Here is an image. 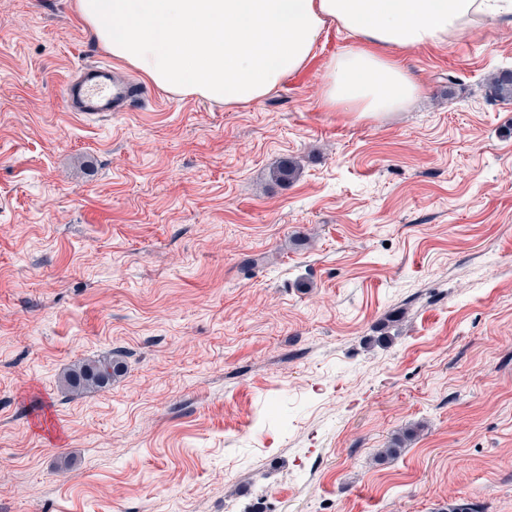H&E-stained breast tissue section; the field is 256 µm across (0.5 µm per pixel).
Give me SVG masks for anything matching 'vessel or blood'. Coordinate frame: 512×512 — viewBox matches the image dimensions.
I'll return each mask as SVG.
<instances>
[{"mask_svg": "<svg viewBox=\"0 0 512 512\" xmlns=\"http://www.w3.org/2000/svg\"><path fill=\"white\" fill-rule=\"evenodd\" d=\"M144 94L142 86L121 78L104 62L81 65L63 86L65 110L84 118L131 111Z\"/></svg>", "mask_w": 512, "mask_h": 512, "instance_id": "1", "label": "vessel or blood"}]
</instances>
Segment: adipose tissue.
<instances>
[{"label":"adipose tissue","mask_w":512,"mask_h":512,"mask_svg":"<svg viewBox=\"0 0 512 512\" xmlns=\"http://www.w3.org/2000/svg\"><path fill=\"white\" fill-rule=\"evenodd\" d=\"M112 56L177 96L261 103L337 28L351 45L324 64L321 107L368 118L421 89L396 54L451 42L512 0H75Z\"/></svg>","instance_id":"adipose-tissue-1"}]
</instances>
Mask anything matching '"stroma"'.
I'll return each mask as SVG.
<instances>
[{"label":"stroma","instance_id":"1","mask_svg":"<svg viewBox=\"0 0 512 512\" xmlns=\"http://www.w3.org/2000/svg\"><path fill=\"white\" fill-rule=\"evenodd\" d=\"M346 43L85 119L73 0H0V512H512V15L399 53L376 117L318 105ZM119 372L112 357L91 360L79 364L68 371L64 378V387L73 393L105 387Z\"/></svg>","mask_w":512,"mask_h":512}]
</instances>
